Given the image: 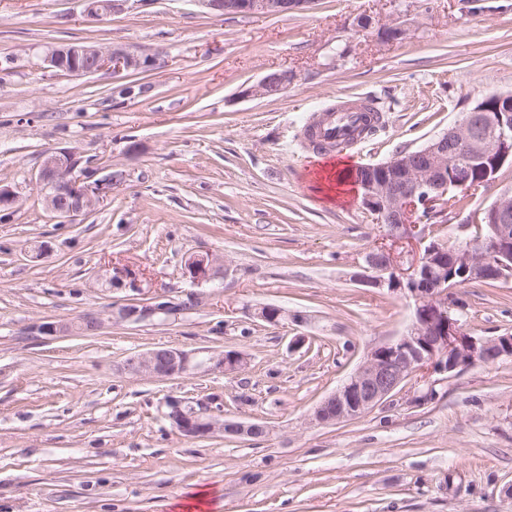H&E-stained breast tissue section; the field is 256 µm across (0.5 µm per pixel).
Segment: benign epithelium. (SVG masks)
<instances>
[{"label":"benign epithelium","instance_id":"7a95c632","mask_svg":"<svg viewBox=\"0 0 512 512\" xmlns=\"http://www.w3.org/2000/svg\"><path fill=\"white\" fill-rule=\"evenodd\" d=\"M128 0H83L88 16L99 18L122 10ZM221 16H275L303 11L315 0H200ZM408 35L407 25L395 18L378 30L384 42ZM47 68L70 76H86L101 70L114 74L159 68V56L143 55L129 48H110L94 43L61 44L45 54ZM297 80L293 71H275L245 89L244 96L279 97ZM471 159L465 167H453L456 149ZM512 165V92L491 95L477 103L461 121L432 137L426 144L402 151L379 163L357 166L362 175V207L385 228L382 241L363 257L355 280L374 288L401 292L414 302L411 325L397 339L373 348L363 363L314 409L319 425L357 418L382 403L403 382L419 372L459 374L476 364H495L512 358V335L472 336L461 320L448 312V298L455 289L476 281L512 280V194L504 192L483 212L486 233L463 245L450 247L428 239L425 214L436 205L448 209L451 192L468 193L477 184L489 186L505 164ZM124 174L114 170L104 177L82 165L73 151L44 155L36 184L46 209L65 223L74 224L95 209L112 184ZM407 241L411 249L396 252ZM218 259L211 254L191 256L186 268L197 282L217 274ZM173 300L157 297L152 302L112 311L115 322H142L167 312ZM255 316L278 324L303 317L276 306H262ZM82 330L79 321L48 323L38 331L48 335ZM208 361L227 371L244 365L239 351L211 355ZM195 353L174 347H156L128 358L123 369L136 375L165 378L188 372ZM168 419L187 439L221 433L249 437L268 434L256 422L224 420L222 407L197 400L170 397L165 401Z\"/></svg>","mask_w":512,"mask_h":512}]
</instances>
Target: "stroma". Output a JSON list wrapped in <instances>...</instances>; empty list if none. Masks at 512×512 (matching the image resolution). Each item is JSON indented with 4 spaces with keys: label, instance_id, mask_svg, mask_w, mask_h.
I'll return each instance as SVG.
<instances>
[{
    "label": "stroma",
    "instance_id": "stroma-1",
    "mask_svg": "<svg viewBox=\"0 0 512 512\" xmlns=\"http://www.w3.org/2000/svg\"><path fill=\"white\" fill-rule=\"evenodd\" d=\"M363 14L403 15L409 34L356 33ZM78 42L162 65L46 68L48 47ZM285 69L298 79L282 96H243ZM510 91L512 0H316L231 18L198 0H128L100 20L80 0H0V181L17 195L0 211V512H512V359L440 375L431 399L427 380L410 379L358 418L311 423L368 351L406 331L413 303L355 281L381 228L357 192H315L322 157L302 143L310 117L367 100L382 127L336 158L379 162ZM58 149L127 174L78 224L58 223L35 181ZM507 190L510 167L468 208L437 216L432 236L482 233L477 214ZM205 253L220 271L197 282L185 263ZM193 294L201 304L164 320L38 330ZM455 298L472 335L512 333V282ZM265 305L304 320L254 318ZM161 346L236 350L247 364L122 371ZM169 396L215 398L226 420L269 433L184 439L163 415Z\"/></svg>",
    "mask_w": 512,
    "mask_h": 512
}]
</instances>
